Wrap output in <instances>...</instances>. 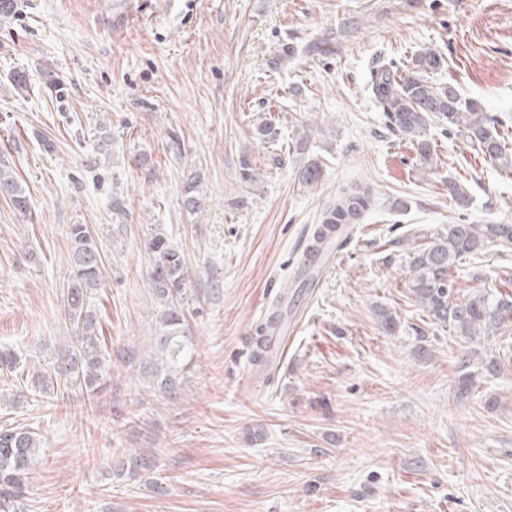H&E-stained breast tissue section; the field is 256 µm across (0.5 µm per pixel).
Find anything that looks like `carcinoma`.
Returning a JSON list of instances; mask_svg holds the SVG:
<instances>
[{
  "label": "carcinoma",
  "instance_id": "obj_1",
  "mask_svg": "<svg viewBox=\"0 0 512 512\" xmlns=\"http://www.w3.org/2000/svg\"><path fill=\"white\" fill-rule=\"evenodd\" d=\"M442 56L426 48L413 54L404 68L379 66L371 73L369 91L384 112L390 129L410 141L422 165L435 160L427 128L436 122L464 133L469 147L483 158L512 168V149L499 134L495 120L481 106L458 93L453 84L439 86L430 81V73L443 67ZM323 168L319 159L310 157L299 172V182L311 186L320 181ZM0 194L26 214L29 199L14 172L0 167ZM448 196L461 207L470 203L465 186L448 181ZM183 205L190 214L205 206L200 176L187 179ZM371 194L357 185L344 188L321 214V226L349 224L370 209ZM71 275L63 290L65 317L70 324L66 345L55 351L52 367L31 375L39 392L52 394L61 388L78 385L92 398L99 392L107 359L100 340L99 321L91 305V295L103 278V259L88 225L69 226ZM491 244L512 246V224H448L431 239L413 246L408 288L415 302L433 323L461 336L475 347L488 340L512 335V292L497 293L472 289L460 295L453 273L461 260L472 258ZM146 249L153 256L150 285L160 305V329L154 352L142 367L163 398L173 401L180 386L178 371L190 351L186 328V288L184 257L161 232L150 236ZM379 324L389 335L396 333L398 321L388 309H376ZM42 441L27 426L0 430V512H9L22 498L30 483L32 468L41 454ZM154 457L135 453L123 462L120 475L135 476L155 471Z\"/></svg>",
  "mask_w": 512,
  "mask_h": 512
}]
</instances>
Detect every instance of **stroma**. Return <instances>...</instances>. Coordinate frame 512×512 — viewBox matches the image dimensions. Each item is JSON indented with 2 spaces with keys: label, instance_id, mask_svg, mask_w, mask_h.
I'll use <instances>...</instances> for the list:
<instances>
[{
  "label": "stroma",
  "instance_id": "35a3bbf8",
  "mask_svg": "<svg viewBox=\"0 0 512 512\" xmlns=\"http://www.w3.org/2000/svg\"><path fill=\"white\" fill-rule=\"evenodd\" d=\"M124 2L16 0L0 19V162L30 199L23 215L0 197V346L26 362L0 371V428L44 446L12 512H512V336L487 349L500 372L457 398L464 344L407 288L413 244L458 221L512 224V170L437 123V164L422 168L369 94L374 68L435 49L433 82L512 142V0H135L115 21ZM312 155L324 175L306 188ZM244 161L257 186L241 183ZM193 172L206 206L191 215ZM354 184L371 210L302 282L321 211ZM73 224L104 253L92 304L110 379L89 407L77 386L38 394L25 371L68 334ZM155 229L185 258L192 347L172 402L139 370L160 333ZM454 273L462 291H506L512 249ZM281 300L293 332L272 370L254 338ZM134 452L155 456L165 493L111 477Z\"/></svg>",
  "mask_w": 512,
  "mask_h": 512
}]
</instances>
